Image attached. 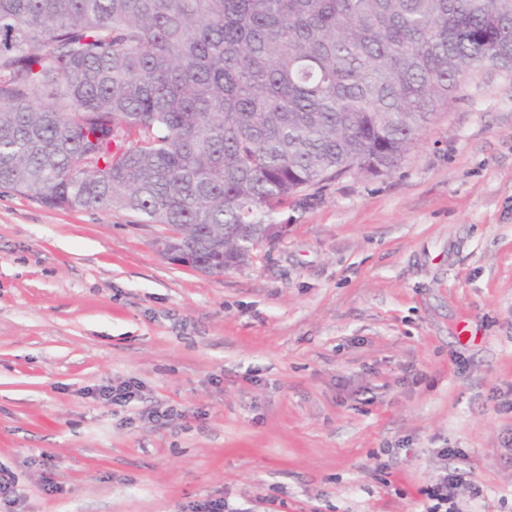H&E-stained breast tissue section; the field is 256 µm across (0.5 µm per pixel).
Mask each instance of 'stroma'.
I'll return each mask as SVG.
<instances>
[{
	"mask_svg": "<svg viewBox=\"0 0 512 512\" xmlns=\"http://www.w3.org/2000/svg\"><path fill=\"white\" fill-rule=\"evenodd\" d=\"M458 96L394 172L290 200L220 277L127 212L0 187L18 512H425L457 470L461 512H512V75Z\"/></svg>",
	"mask_w": 512,
	"mask_h": 512,
	"instance_id": "obj_1",
	"label": "stroma"
}]
</instances>
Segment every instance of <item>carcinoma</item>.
<instances>
[{
	"label": "carcinoma",
	"mask_w": 512,
	"mask_h": 512,
	"mask_svg": "<svg viewBox=\"0 0 512 512\" xmlns=\"http://www.w3.org/2000/svg\"><path fill=\"white\" fill-rule=\"evenodd\" d=\"M486 69L512 72V0H0V186L126 211L221 276Z\"/></svg>",
	"instance_id": "obj_1"
}]
</instances>
